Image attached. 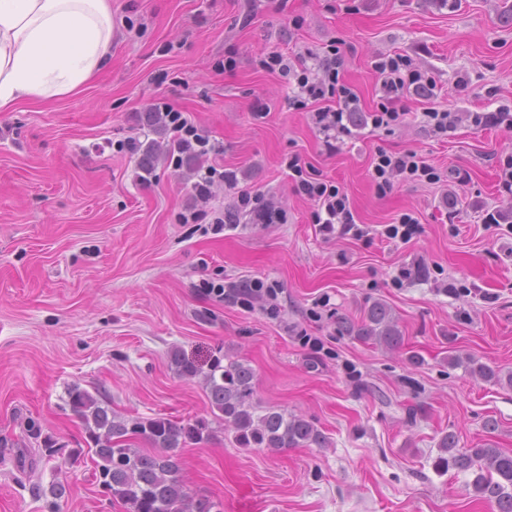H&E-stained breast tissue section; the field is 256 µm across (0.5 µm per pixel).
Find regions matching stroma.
I'll list each match as a JSON object with an SVG mask.
<instances>
[{"label":"stroma","mask_w":512,"mask_h":512,"mask_svg":"<svg viewBox=\"0 0 512 512\" xmlns=\"http://www.w3.org/2000/svg\"><path fill=\"white\" fill-rule=\"evenodd\" d=\"M111 5V52L89 80L0 111V512H126L101 496L91 458L64 462L85 445L68 390L80 386L125 417L209 416L204 381L176 374L175 348L202 368L219 353L249 364L261 406L303 417L327 438L323 448H241L221 430L183 448L186 491L220 512H494L474 497L473 473L441 475L433 460L447 432L460 447L512 454V387L451 361L469 355L512 373V205L496 177L512 129L464 120L438 140L409 121L391 134L360 131L330 156L304 114L289 110L280 81L252 60L339 37L352 48L347 77L364 107L377 101L375 57L399 50L434 71L443 105L512 108V0H290L287 13L259 10L246 27L244 0ZM229 48L231 73L222 67ZM461 70L471 82L458 91ZM160 96L206 129L240 188L272 195L287 223L244 220L216 235L178 223L193 166H173L168 134L148 120ZM257 99L270 108L261 118ZM131 139L154 144L150 174L139 155L117 151ZM380 147L417 150L439 168L457 194L455 222L435 185L399 184L378 197L368 170ZM287 153L345 187L360 223L379 230L410 211L421 233L406 243L324 237L313 202L288 186ZM459 171L467 182H456ZM490 212L499 223H485ZM403 267L422 275L394 284ZM253 277L279 285L280 318L202 287ZM323 297L330 313L310 319ZM377 300L398 323L399 349L336 328ZM47 438L58 453L47 454ZM55 483L66 489L58 500Z\"/></svg>","instance_id":"35a3bbf8"}]
</instances>
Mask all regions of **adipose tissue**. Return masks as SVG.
<instances>
[{
	"label": "adipose tissue",
	"instance_id": "obj_1",
	"mask_svg": "<svg viewBox=\"0 0 512 512\" xmlns=\"http://www.w3.org/2000/svg\"><path fill=\"white\" fill-rule=\"evenodd\" d=\"M110 0H0V109L84 83L112 44Z\"/></svg>",
	"mask_w": 512,
	"mask_h": 512
}]
</instances>
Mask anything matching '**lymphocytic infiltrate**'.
Segmentation results:
<instances>
[{
  "label": "lymphocytic infiltrate",
  "mask_w": 512,
  "mask_h": 512,
  "mask_svg": "<svg viewBox=\"0 0 512 512\" xmlns=\"http://www.w3.org/2000/svg\"><path fill=\"white\" fill-rule=\"evenodd\" d=\"M349 47L344 39L332 38L317 49L301 51L273 50L255 56L256 69L280 79L287 91L288 106L304 113L308 124L322 137L328 153L339 151L357 128L369 127L387 132L406 123L411 112L408 98L423 104L420 121L433 137L447 135L458 122L467 119L479 129L507 126L512 128V109L500 107L492 112H471L461 115L448 108L438 107L439 84L432 70L416 65L413 59L393 50L376 56L372 68L379 85V100L369 111H362L360 98L346 79L345 58ZM163 120L171 135V149L178 156L195 158L198 166L192 184L193 201L178 215L183 224L197 223L202 207H210L214 231L237 227L241 219L255 224H284L288 221L285 209L276 206L258 191L238 186L235 171L217 161L219 148L204 128L188 113L175 108L166 99H155L151 105ZM282 166L288 172L291 190L315 204L311 215L322 235L350 237L360 240L369 237V230L359 224L352 209L347 190L336 181L305 163L295 153L284 156ZM369 177L378 196L384 197L399 183L435 185L443 179L439 169L427 162L417 151L377 149L371 158ZM222 183L234 189L232 200L214 205L213 187ZM207 294L217 299L236 301L261 300L273 303L277 290L265 279L254 277L231 288L206 282Z\"/></svg>",
  "instance_id": "lymphocytic-infiltrate-1"
}]
</instances>
